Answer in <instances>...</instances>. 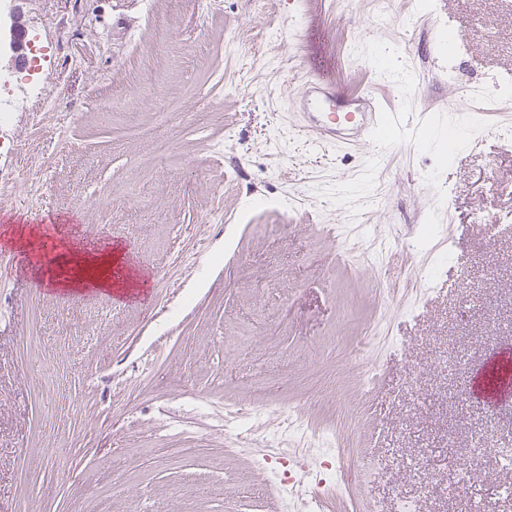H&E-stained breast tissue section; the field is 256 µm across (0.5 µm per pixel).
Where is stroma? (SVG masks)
<instances>
[{"instance_id":"obj_1","label":"stroma","mask_w":512,"mask_h":512,"mask_svg":"<svg viewBox=\"0 0 512 512\" xmlns=\"http://www.w3.org/2000/svg\"><path fill=\"white\" fill-rule=\"evenodd\" d=\"M12 7L47 39L68 17L71 38L0 125L15 174L0 191V512H98L104 497L112 512H289L282 463L323 430L343 465L325 485L346 489L322 512H512L492 457L448 493L475 425L512 445V397L467 395L512 352V229L480 222L512 210L497 132L512 107L448 145L455 115L512 75V0H393L386 22L378 0ZM308 80L369 92L387 127L364 148L316 146L290 106ZM115 92L128 103L104 116ZM126 125L138 135L114 139ZM98 191L109 208L88 206ZM34 225L32 247L11 246ZM117 246L146 278L103 297L89 260ZM283 402L302 405L304 433L277 425ZM239 404L257 415L237 445Z\"/></svg>"}]
</instances>
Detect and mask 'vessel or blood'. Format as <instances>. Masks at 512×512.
I'll use <instances>...</instances> for the list:
<instances>
[{
	"label": "vessel or blood",
	"instance_id": "obj_1",
	"mask_svg": "<svg viewBox=\"0 0 512 512\" xmlns=\"http://www.w3.org/2000/svg\"><path fill=\"white\" fill-rule=\"evenodd\" d=\"M294 108L301 120V130L311 134L321 146L371 142L386 124L375 99L348 96L311 81L306 82Z\"/></svg>",
	"mask_w": 512,
	"mask_h": 512
}]
</instances>
